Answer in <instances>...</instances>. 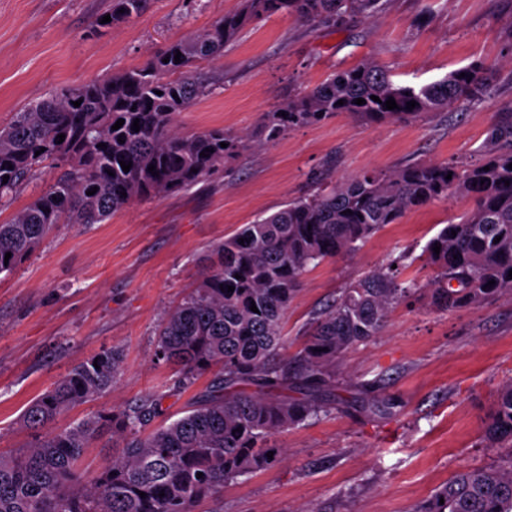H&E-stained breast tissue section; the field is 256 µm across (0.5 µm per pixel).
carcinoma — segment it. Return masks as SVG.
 I'll return each mask as SVG.
<instances>
[{
    "instance_id": "obj_1",
    "label": "carcinoma",
    "mask_w": 512,
    "mask_h": 512,
    "mask_svg": "<svg viewBox=\"0 0 512 512\" xmlns=\"http://www.w3.org/2000/svg\"><path fill=\"white\" fill-rule=\"evenodd\" d=\"M379 3L242 0L238 11L167 45L142 67L69 87L16 113L0 128V199L18 192L46 161L55 163L58 173L10 223L0 224V274L12 273L58 225L102 224L136 200L180 193L249 148L247 134L214 128L183 135L174 124L177 112L212 91L211 78L192 74L191 65L221 55L249 23L294 15L335 27L352 17L373 16ZM147 4L112 0L106 26L140 15ZM490 82L489 69L474 63L440 81L400 86L388 69L367 62L332 73L266 113L262 127L271 141L343 113L370 124L404 121L461 101L480 102ZM391 97L397 108L388 110ZM357 98L365 104H355ZM79 99L80 106H74ZM410 101L417 105L408 110ZM120 119L124 124L112 129ZM136 120L137 132L131 130ZM122 161L131 164L129 171H123ZM511 163L512 104L497 113L483 158L475 164L414 163L389 174L365 172L244 225L210 251L205 272L156 331L155 360L178 367L179 387L188 389L211 375L188 413L147 431L163 411L164 395L154 393L124 408L91 412L71 427H53L62 413L112 389L124 354L118 348L100 351L22 412L20 423L35 440L0 455V512H192L195 502L218 495L225 483L272 465L268 439L340 405L336 366L344 352L379 336L389 308L415 294L414 286L398 280V261H391L347 285L317 312L306 344L286 360L282 321L308 266L356 252L360 242L411 208L469 197L472 209L459 221H448L425 246L427 261L436 268L431 304L448 311L512 295ZM151 164L159 175L148 171ZM94 187L96 193L88 194ZM402 404L400 395L382 393L361 401V409L390 415ZM104 434L112 439V453L85 482L80 463ZM484 438L493 448L508 449L507 461L457 473L416 512H512V382L499 389Z\"/></svg>"
}]
</instances>
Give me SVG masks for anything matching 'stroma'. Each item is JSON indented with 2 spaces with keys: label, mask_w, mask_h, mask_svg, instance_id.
I'll return each mask as SVG.
<instances>
[{
  "label": "stroma",
  "mask_w": 512,
  "mask_h": 512,
  "mask_svg": "<svg viewBox=\"0 0 512 512\" xmlns=\"http://www.w3.org/2000/svg\"><path fill=\"white\" fill-rule=\"evenodd\" d=\"M112 0H0V127L39 97L142 66L241 0H149L138 17L97 27ZM367 61L398 85H424L480 62L489 95L409 122L367 124L348 114L296 127L275 141L261 132L273 111L331 73ZM214 89L176 117L181 132L221 128L247 134L252 148L181 193L133 202L102 224H63L9 275H0V451L31 440L18 419L30 401L75 363L103 349L125 360L111 391L61 415L122 408L168 391L162 421L183 416L193 389L174 390L172 366L154 358L155 330L203 273L208 251L242 225L268 216L326 181L413 162L475 163L486 132L512 104V0H386L373 18L312 26L291 15L254 21L222 56L203 62ZM472 206L453 197L407 211L353 255L303 275L285 318L293 357L312 312L346 283L406 252L400 281L415 295L389 312L380 336L346 351L336 392L346 408L275 435L282 457L240 476L194 512H414L458 472L503 460L484 424L495 393L512 381V297L450 311L432 308L436 275L421 260L427 241ZM386 377L404 404L378 417L359 408L356 387Z\"/></svg>",
  "instance_id": "stroma-1"
}]
</instances>
